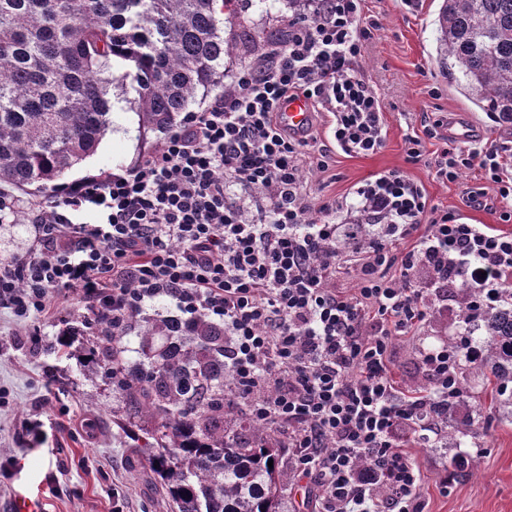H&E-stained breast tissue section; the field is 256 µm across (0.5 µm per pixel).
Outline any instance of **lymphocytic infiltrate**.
Masks as SVG:
<instances>
[{"mask_svg": "<svg viewBox=\"0 0 512 512\" xmlns=\"http://www.w3.org/2000/svg\"><path fill=\"white\" fill-rule=\"evenodd\" d=\"M362 2L306 0L223 96L185 113L137 163L33 205L26 253L0 259V309L32 321L74 290L90 328L120 331L159 297L221 321L236 379L224 407L281 435L314 512H425L400 434L458 399L459 359L479 351L464 338L420 348L426 388L404 390L391 377L395 346L446 301L449 270L475 285L477 309L494 308L512 285V235L460 222L399 169L355 189L347 224L305 191L304 154L323 167L329 156L310 132L282 125L289 96L331 114L338 152L369 155L385 142L382 102L357 69L378 26ZM433 153L437 178L453 183L476 166L512 200V167L495 147L448 140ZM88 203L105 223L72 222L68 209ZM346 266L348 290L336 285Z\"/></svg>", "mask_w": 512, "mask_h": 512, "instance_id": "f902f5d3", "label": "lymphocytic infiltrate"}]
</instances>
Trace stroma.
Instances as JSON below:
<instances>
[{
  "mask_svg": "<svg viewBox=\"0 0 512 512\" xmlns=\"http://www.w3.org/2000/svg\"><path fill=\"white\" fill-rule=\"evenodd\" d=\"M439 0H366L363 14L375 19L360 72L374 86L384 107L387 134L383 147L369 156L350 157L333 151L329 167L320 170L314 156L304 158V187L314 198L344 200L371 176L400 169L421 183L431 205L463 217L468 224H489L512 234V223L496 213L468 206L470 188L483 185L479 168L466 170L455 183L442 181L427 164L405 161L404 139L423 133L442 117L456 118L474 140L512 149V129L491 122L485 113L449 89L436 58L434 18ZM290 8L286 0H240L238 15L224 26V37L236 46L225 59L226 73L250 63L254 46L284 34ZM132 88L118 91V119L97 152L64 177L75 183L118 171L149 151L137 138L138 115ZM20 204L13 223L0 227V256H21L32 236L27 201H59L58 192L39 196L14 189ZM84 308L77 296L53 301L40 321L38 343L28 338L29 324L0 309V389L10 404L0 409V512H16L19 497L34 501L38 512H171L156 475L136 456L129 427L121 426L122 395L104 374L89 378L78 358L58 353L61 329H77L76 347L98 343L95 331L83 328ZM460 325L456 301L437 312L417 331L407 347L398 349L394 379L404 385L413 375L414 352L437 339L453 337ZM423 473L422 494L428 512H512V418L492 421L477 439L460 448L465 474L448 487L440 481L448 463L447 449L437 447L435 433L407 432L403 437ZM120 490L122 503L112 492Z\"/></svg>",
  "mask_w": 512,
  "mask_h": 512,
  "instance_id": "35a3bbf8",
  "label": "stroma"
}]
</instances>
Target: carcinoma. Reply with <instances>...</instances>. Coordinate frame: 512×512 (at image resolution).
I'll use <instances>...</instances> for the list:
<instances>
[{
	"mask_svg": "<svg viewBox=\"0 0 512 512\" xmlns=\"http://www.w3.org/2000/svg\"><path fill=\"white\" fill-rule=\"evenodd\" d=\"M238 0H0V182L44 193L94 154L114 124L107 84H130L139 133L156 137L224 93V21ZM436 56L448 85L512 127V0H443ZM473 362L489 407L454 419L440 447L484 429L486 409L512 417V302L469 324ZM138 358L101 344L102 371L124 394L138 455L159 477L173 512H287L288 475L267 428L224 414L234 383L224 324L207 317H134ZM273 467H268V461Z\"/></svg>",
	"mask_w": 512,
	"mask_h": 512,
	"instance_id": "obj_1",
	"label": "carcinoma"
}]
</instances>
